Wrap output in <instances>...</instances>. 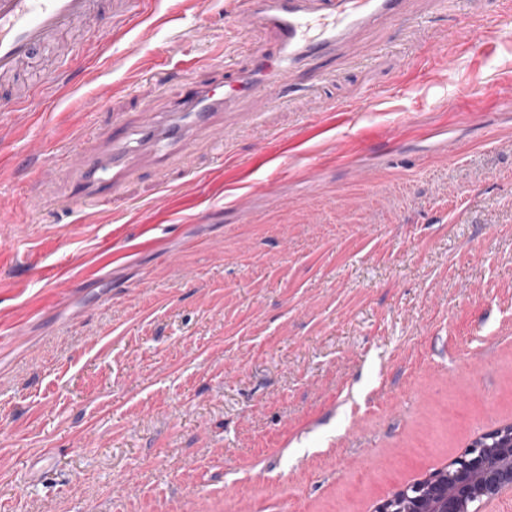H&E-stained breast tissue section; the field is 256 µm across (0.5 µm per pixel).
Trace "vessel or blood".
<instances>
[{
  "instance_id": "obj_1",
  "label": "vessel or blood",
  "mask_w": 512,
  "mask_h": 512,
  "mask_svg": "<svg viewBox=\"0 0 512 512\" xmlns=\"http://www.w3.org/2000/svg\"><path fill=\"white\" fill-rule=\"evenodd\" d=\"M409 0H240L243 28L271 32L274 54H258L247 70H233L229 86L194 81L168 110L144 112L132 136L115 135L98 153L72 149L68 158L83 172V195L100 199L117 193L136 154L151 157L159 168L178 160L190 168L198 132L210 130L217 115L253 97L277 105L287 77L321 56L344 50L365 54L361 34L386 21L406 20ZM126 14L137 0H0V113L25 112L30 101L13 94L5 80L20 76L46 51H54L57 72H65L76 52L68 41L71 27L89 23L103 33L102 21L114 4Z\"/></svg>"
}]
</instances>
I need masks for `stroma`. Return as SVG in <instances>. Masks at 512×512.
<instances>
[{
  "label": "stroma",
  "instance_id": "1",
  "mask_svg": "<svg viewBox=\"0 0 512 512\" xmlns=\"http://www.w3.org/2000/svg\"><path fill=\"white\" fill-rule=\"evenodd\" d=\"M196 2L116 17L0 132L8 512H373L512 422V0H411L423 31L226 113L196 177L139 160L67 213L69 144L270 47L237 0Z\"/></svg>",
  "mask_w": 512,
  "mask_h": 512
}]
</instances>
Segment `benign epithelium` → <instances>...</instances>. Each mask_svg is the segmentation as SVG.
<instances>
[{
  "label": "benign epithelium",
  "mask_w": 512,
  "mask_h": 512,
  "mask_svg": "<svg viewBox=\"0 0 512 512\" xmlns=\"http://www.w3.org/2000/svg\"><path fill=\"white\" fill-rule=\"evenodd\" d=\"M504 448H469L445 481L428 479L413 488L408 512H461V505L478 492L486 500L512 491V429Z\"/></svg>",
  "instance_id": "benign-epithelium-1"
}]
</instances>
